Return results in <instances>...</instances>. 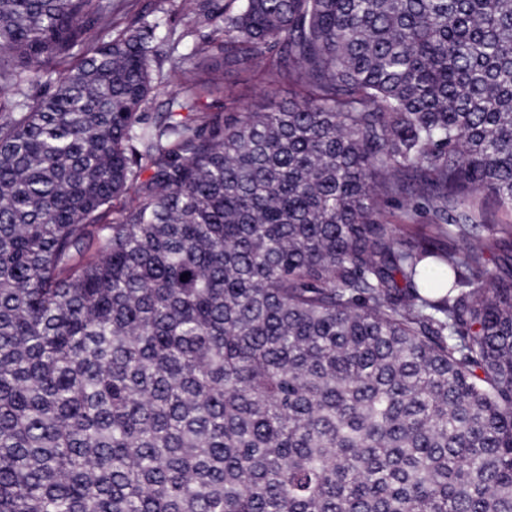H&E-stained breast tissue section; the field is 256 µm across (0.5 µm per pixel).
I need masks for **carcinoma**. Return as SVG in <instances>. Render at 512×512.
<instances>
[{"mask_svg":"<svg viewBox=\"0 0 512 512\" xmlns=\"http://www.w3.org/2000/svg\"><path fill=\"white\" fill-rule=\"evenodd\" d=\"M233 2L0 0V512H512V0ZM227 1H209L211 14L220 16L216 21H210L202 15L186 16L182 11L181 0H128L123 4L124 13L120 17L124 24H137L143 17L157 22L159 28L156 37L162 57L173 55L186 60L195 42L211 36L216 25L221 24ZM187 30L192 32L191 35L180 38ZM163 71L167 76H165L162 84H159V90L156 94L150 97L146 105L142 108V112H145L146 118L149 121L158 116L161 112H165L169 99L178 90L177 81L173 77L169 61L164 62ZM223 77L224 97L214 104L224 106V115L237 112H268L288 103L294 89L288 82L269 85L262 67L243 72L233 69L218 73Z\"/></svg>","mask_w":512,"mask_h":512,"instance_id":"obj_1","label":"carcinoma"}]
</instances>
